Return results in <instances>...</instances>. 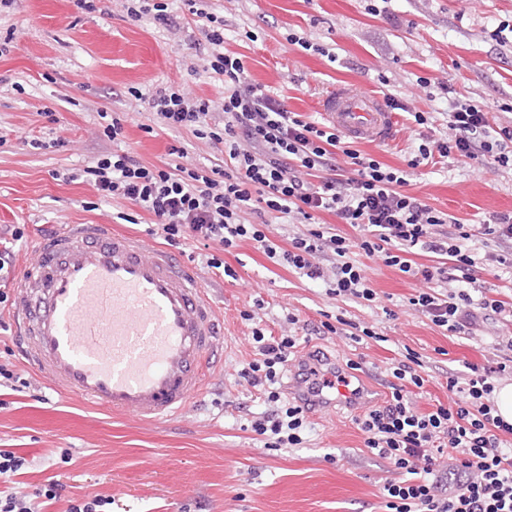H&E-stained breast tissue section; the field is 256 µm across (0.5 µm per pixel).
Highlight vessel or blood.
I'll return each mask as SVG.
<instances>
[{"label":"vessel or blood","instance_id":"vessel-or-blood-1","mask_svg":"<svg viewBox=\"0 0 512 512\" xmlns=\"http://www.w3.org/2000/svg\"><path fill=\"white\" fill-rule=\"evenodd\" d=\"M325 117L349 138L379 141L394 118L372 94L333 89ZM19 356L49 385L106 412L158 422L202 395L222 357L217 310L177 257L106 224H73L39 245L17 290ZM332 410L354 397L333 376Z\"/></svg>","mask_w":512,"mask_h":512}]
</instances>
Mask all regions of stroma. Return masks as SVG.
<instances>
[{"instance_id":"obj_1","label":"stroma","mask_w":512,"mask_h":512,"mask_svg":"<svg viewBox=\"0 0 512 512\" xmlns=\"http://www.w3.org/2000/svg\"><path fill=\"white\" fill-rule=\"evenodd\" d=\"M224 17V47L241 56L249 81L265 86L290 111L323 120L322 98L339 86L395 100L389 140L348 141L350 149L402 168L414 146L439 138L450 99L481 105L491 125H512V0H388L385 13L368 14L369 0H208ZM96 12L74 0H13L0 8V225L21 224L9 274L15 290L40 241L70 224H108L113 232L144 236L152 217L121 199L101 197L79 172L115 147L146 165H204L222 146L187 130L159 128L148 105L131 107L130 88L144 96L173 86L220 103L224 87L200 70L208 45L173 0L178 38L145 17H127L117 0H98ZM311 43L289 44L288 34ZM197 70H190V63ZM417 112L432 113L428 124ZM120 118L119 140L104 136L107 118ZM185 157L172 155V148ZM408 193L464 224H489L512 211V170L458 158L416 168ZM178 256L201 277L224 320V362L204 395L178 417L142 423L114 416L51 389L19 359L9 311L0 307V364L12 365L28 388H0V451L30 459L20 482L35 493L51 477L67 484L65 499L46 512H65L71 497L112 496V512H383L380 489L393 473L364 446L356 409L312 412V430L299 448L271 450L249 427L267 409L239 376L254 357L242 311L259 310L274 334L287 312L299 316L307 337L299 357L320 351L337 369L357 363L371 404L389 393L392 369L418 355L426 383L420 411L448 401V378L464 363L491 365L512 356L500 337L512 322L477 323L473 335L454 336L416 312L409 300L423 280L364 258L377 293L371 306L328 295L314 282L275 265L251 241L231 252L219 244L188 242ZM235 272L220 275L207 255ZM345 319L375 328L380 340L355 341L324 331ZM71 463H60L62 450Z\"/></svg>"}]
</instances>
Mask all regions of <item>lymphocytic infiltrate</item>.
<instances>
[{"instance_id":"obj_1","label":"lymphocytic infiltrate","mask_w":512,"mask_h":512,"mask_svg":"<svg viewBox=\"0 0 512 512\" xmlns=\"http://www.w3.org/2000/svg\"><path fill=\"white\" fill-rule=\"evenodd\" d=\"M211 47L203 69L222 77L223 117L215 119L209 101L163 88L149 99L161 125L191 129L200 139L223 145L224 161L208 167L148 166L129 152L101 155L84 170L87 181L106 198H122L150 213L153 235L180 247L188 240L216 242L223 249L255 242L275 264L322 282L327 294L375 301L376 291L353 249L382 257L387 266L422 277L425 290L410 298L417 312L451 334H469L477 311L512 318V303L489 298L476 282L478 265L493 261L480 254L466 225L405 193L409 172L434 157L486 159L499 167L512 164V126L493 128L483 109L454 101L444 134L418 145L406 168L389 166L350 150V167L337 161L338 133L289 111L265 86L247 82L242 59L224 50V19L205 0H184ZM279 214L306 232L280 247L268 236L267 223L247 220L254 204ZM335 215L339 225L321 223ZM438 255L434 266L415 264V251ZM253 322L256 359L240 376L258 388L267 411L251 423L267 447L295 448L304 442L308 404L284 396L280 383L299 337L276 336ZM494 367L468 365L463 375L448 378L453 398L448 405L419 412L412 388L424 379L407 363L392 374L394 384L382 404L356 419L366 448L389 462L395 476L382 488L386 512H512V424L496 413L491 400ZM26 457L0 451V512H40V503L60 500L66 486L51 480L35 495L16 490L14 479L28 469ZM448 476L433 479L434 471Z\"/></svg>"}]
</instances>
